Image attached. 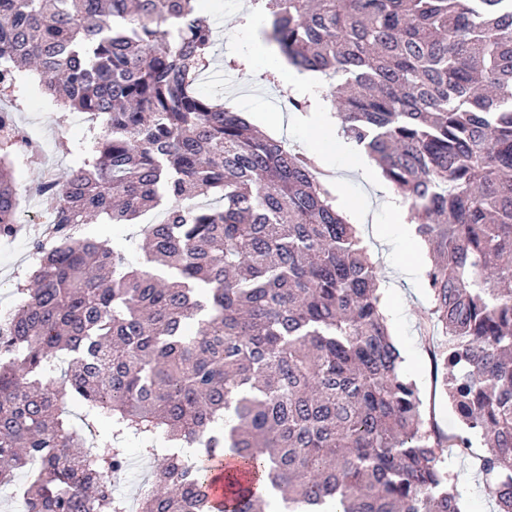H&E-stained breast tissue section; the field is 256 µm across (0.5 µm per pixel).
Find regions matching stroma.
<instances>
[{
    "mask_svg": "<svg viewBox=\"0 0 512 512\" xmlns=\"http://www.w3.org/2000/svg\"><path fill=\"white\" fill-rule=\"evenodd\" d=\"M203 7L215 28L216 44L215 60L202 76V89L221 94L227 107L242 113L259 130H266L271 122L281 120L279 139L298 150L319 153V165L329 172L338 202L355 207L357 229L378 269L386 304L395 316L391 330L407 359L405 368L415 380L424 404L433 406L438 429L445 434L456 432L457 420L441 391L443 375L435 370L430 355L435 334L427 321L430 307L427 290L422 277H408L402 271L407 264L428 267L429 258L427 254L414 253L402 242H387L375 235L376 230L386 229L392 222V215L383 204L389 182L382 177L374 182L366 180L355 169L352 158L323 156L322 143L311 130L305 114L282 111L283 101L295 89L281 75L275 81H267L266 75L274 70L275 64L258 49L265 23L262 17L251 13L249 0H203ZM230 59L245 63L244 75L227 68ZM0 109L12 112L19 127L43 145L38 164L21 166V181L34 186L41 181L44 167L62 174L77 166V157L64 154L60 144L65 140L79 141L84 131L57 123L58 108L44 93L36 75H28L24 96L1 100ZM34 233V225L25 224L13 237L0 238V305L14 302V284L24 278L31 266L28 244L33 241ZM482 451L483 444L477 439L471 450L452 448L444 455L446 469L460 480L469 512L496 509L472 468L474 455Z\"/></svg>",
    "mask_w": 512,
    "mask_h": 512,
    "instance_id": "obj_1",
    "label": "stroma"
}]
</instances>
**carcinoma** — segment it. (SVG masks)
Returning a JSON list of instances; mask_svg holds the SVG:
<instances>
[{
    "mask_svg": "<svg viewBox=\"0 0 512 512\" xmlns=\"http://www.w3.org/2000/svg\"><path fill=\"white\" fill-rule=\"evenodd\" d=\"M198 2L0 0V91L35 70L93 121L0 329V487L36 463L20 512H127L110 477L133 435L155 463L139 512H214L206 463L222 458L235 512L275 494L283 512H464L442 456L479 437L512 512V0H250L288 63L333 83L326 109L430 254L450 437L426 422L316 157L200 92L215 34ZM18 155L0 134V238ZM153 211L142 265L75 231ZM69 399L111 440L74 432Z\"/></svg>",
    "mask_w": 512,
    "mask_h": 512,
    "instance_id": "cac0c4a2",
    "label": "carcinoma"
}]
</instances>
